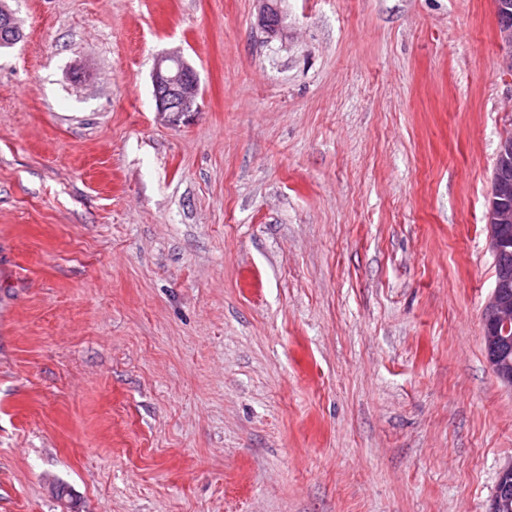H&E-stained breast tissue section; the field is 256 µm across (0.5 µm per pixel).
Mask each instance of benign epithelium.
<instances>
[{"instance_id": "obj_1", "label": "benign epithelium", "mask_w": 512, "mask_h": 512, "mask_svg": "<svg viewBox=\"0 0 512 512\" xmlns=\"http://www.w3.org/2000/svg\"><path fill=\"white\" fill-rule=\"evenodd\" d=\"M498 48L507 68L512 69V0H496ZM279 11L266 4L260 27L274 35L280 30ZM0 32L22 34L14 14L0 8ZM199 82L194 68L180 55L160 58L153 71V93L159 112L174 120L197 111ZM489 249L495 266V282L483 308V344L488 364L496 378L512 386V138L498 147L491 177L487 212ZM492 512L512 508V464L500 471L491 499Z\"/></svg>"}]
</instances>
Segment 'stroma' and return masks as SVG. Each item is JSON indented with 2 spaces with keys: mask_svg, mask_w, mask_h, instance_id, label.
<instances>
[{
  "mask_svg": "<svg viewBox=\"0 0 512 512\" xmlns=\"http://www.w3.org/2000/svg\"><path fill=\"white\" fill-rule=\"evenodd\" d=\"M274 2L5 0L0 512H488L495 2ZM199 82L194 68L180 55L161 57L153 71V93L158 112L174 120L197 112Z\"/></svg>",
  "mask_w": 512,
  "mask_h": 512,
  "instance_id": "stroma-1",
  "label": "stroma"
}]
</instances>
